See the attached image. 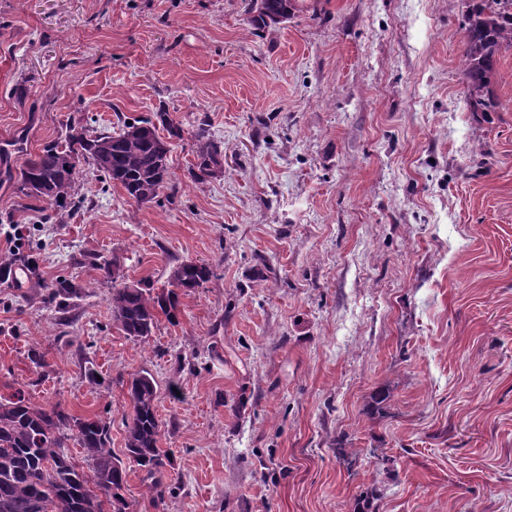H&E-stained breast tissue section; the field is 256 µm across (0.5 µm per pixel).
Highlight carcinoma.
<instances>
[{
	"label": "carcinoma",
	"instance_id": "1",
	"mask_svg": "<svg viewBox=\"0 0 512 512\" xmlns=\"http://www.w3.org/2000/svg\"><path fill=\"white\" fill-rule=\"evenodd\" d=\"M295 10L296 0H248L251 23L257 30L288 21ZM463 30V77L471 111L497 112L500 103L492 80L499 55L512 49V0H467ZM156 117L157 124L148 118L125 120L116 135H91L82 126L69 127L64 141L44 145L25 161L17 172L21 191L63 210L74 195L80 166L87 162L135 202L153 201L171 181L169 147L158 126L172 138L181 137V128L168 113L158 112ZM195 139L197 162L191 177L203 182L221 171L224 143L210 138L203 128ZM18 270L25 272L28 287H47L30 255H0V282ZM212 276L209 265L183 261L172 268L170 284L188 292ZM81 291L82 285L60 278L49 296L65 306ZM110 303L112 321L126 336L143 341L151 336L158 315L175 323L180 313L175 290L154 294L138 283L112 287ZM127 390L134 413L126 423V455L144 472L147 492L159 504L167 485L162 472L166 453L159 448L157 384L142 371L131 375ZM71 440L80 446L86 466L78 465L66 451ZM126 475V466L112 453L106 420L75 417L58 402L36 404L22 393L0 401V512H125L120 491Z\"/></svg>",
	"mask_w": 512,
	"mask_h": 512
}]
</instances>
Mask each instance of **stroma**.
Instances as JSON below:
<instances>
[{
    "mask_svg": "<svg viewBox=\"0 0 512 512\" xmlns=\"http://www.w3.org/2000/svg\"><path fill=\"white\" fill-rule=\"evenodd\" d=\"M465 0H298L251 28L245 0H0V254L22 232L66 311L0 283V398L111 424L158 385L170 490L137 467L126 512H512V52L500 111H470ZM165 112L172 189L139 204L83 165L64 219L23 163L68 126ZM224 170L194 181L198 129ZM117 258L115 280L93 259ZM213 277L148 340L113 283ZM42 364H35L31 350ZM102 378L92 387L85 367ZM214 275L209 265L194 261H182L170 272L171 286H180L185 292L200 287Z\"/></svg>",
    "mask_w": 512,
    "mask_h": 512,
    "instance_id": "35a3bbf8",
    "label": "stroma"
}]
</instances>
